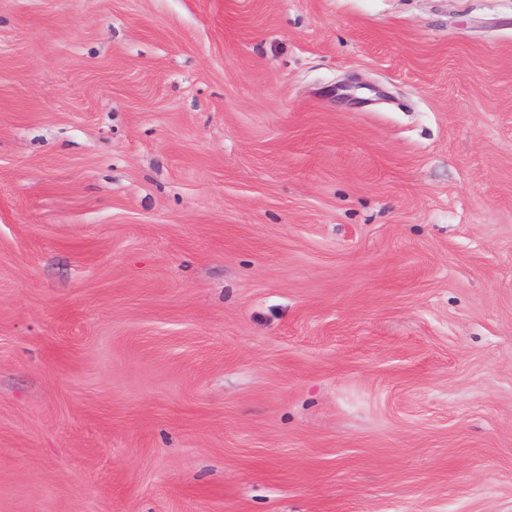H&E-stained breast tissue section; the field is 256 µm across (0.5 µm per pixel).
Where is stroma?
<instances>
[{
  "mask_svg": "<svg viewBox=\"0 0 512 512\" xmlns=\"http://www.w3.org/2000/svg\"><path fill=\"white\" fill-rule=\"evenodd\" d=\"M0 512H512V0H0Z\"/></svg>",
  "mask_w": 512,
  "mask_h": 512,
  "instance_id": "stroma-1",
  "label": "stroma"
}]
</instances>
